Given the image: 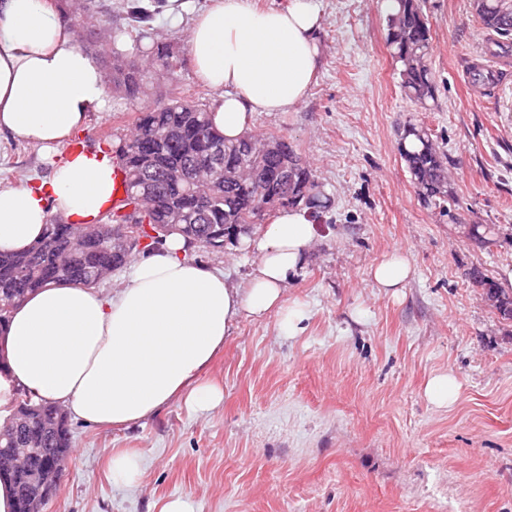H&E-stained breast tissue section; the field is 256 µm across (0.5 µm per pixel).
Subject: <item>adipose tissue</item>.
I'll return each mask as SVG.
<instances>
[{
	"instance_id": "adipose-tissue-1",
	"label": "adipose tissue",
	"mask_w": 512,
	"mask_h": 512,
	"mask_svg": "<svg viewBox=\"0 0 512 512\" xmlns=\"http://www.w3.org/2000/svg\"><path fill=\"white\" fill-rule=\"evenodd\" d=\"M322 25L311 0L257 9L252 0H211L194 18L189 50L196 78L219 90L213 124L234 139L259 112L293 111L309 96L320 63ZM96 60L82 50L49 0H0V133L52 148L105 103ZM113 162L97 150L69 155L37 184L0 185V250L19 252L43 234L50 213L90 224L111 204ZM316 227L309 209L278 210L253 246L245 287L189 261L174 235L139 260L123 288L51 283L16 306L0 331V408L17 389L64 406L95 426L138 425L176 398L205 413L223 391L202 382L234 320L277 310L295 335L304 319L288 305ZM409 252L376 263L375 287L398 293L412 275Z\"/></svg>"
}]
</instances>
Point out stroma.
Segmentation results:
<instances>
[{
    "instance_id": "1",
    "label": "stroma",
    "mask_w": 512,
    "mask_h": 512,
    "mask_svg": "<svg viewBox=\"0 0 512 512\" xmlns=\"http://www.w3.org/2000/svg\"><path fill=\"white\" fill-rule=\"evenodd\" d=\"M94 2L120 50L167 44L180 64L154 74L143 100L108 90L55 152L1 134L0 183L48 177L60 157L102 146V134L123 138L156 98H217L189 52L192 19L210 0H159L136 30L120 0ZM315 2L322 60L308 100L252 126L296 145L330 200L286 291L305 311L301 331L285 335L275 312L240 315L207 373L224 389L209 413L176 400L129 429L71 420L63 486L46 512H161L176 498L191 512H512V320L475 281L512 266V80L490 96L466 76L486 34L473 0L426 2L437 88L427 110L400 88L383 0ZM410 123L448 157L452 214L416 193L399 154ZM261 232L188 257L245 286ZM487 233L495 243L484 249L476 239ZM396 249L410 252L413 273L394 296L369 270ZM440 372L461 385L450 409L424 395ZM116 448L140 452L139 485L108 479Z\"/></svg>"
}]
</instances>
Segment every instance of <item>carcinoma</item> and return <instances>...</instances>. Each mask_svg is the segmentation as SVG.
<instances>
[{"mask_svg":"<svg viewBox=\"0 0 512 512\" xmlns=\"http://www.w3.org/2000/svg\"><path fill=\"white\" fill-rule=\"evenodd\" d=\"M425 0H393L387 18V43L401 87L412 101L427 106L436 99L430 67L431 30ZM482 25L506 40L512 39V8L503 0H475ZM127 14L136 26L149 22L148 5L128 3ZM100 45L112 47V85L132 100L139 98L143 74L120 60L113 47L117 36L101 28ZM220 148L215 167L188 186L171 183L166 174L191 169ZM125 172V205L118 214L110 208L93 224L47 222L42 239L25 252L0 253V325L24 296L49 282L94 288L135 257L160 249L167 238L179 235L187 249L224 251L225 230L234 224H260L271 212L290 205L313 206L318 182L311 166L287 140L274 135L248 134L235 140L214 126L206 105L194 100H158L141 108L134 131L113 149ZM399 154L409 170L418 196L426 202L441 199L451 210L447 194L448 168L432 134L422 126L404 129ZM260 170L267 179L256 184L250 176ZM288 172V181L281 179ZM269 206H262L263 202ZM476 282L495 299L503 318L512 319V298L500 296L496 284L482 276ZM11 428L0 426V450L29 448L46 474L52 461L71 447L67 413L43 403L23 390L16 393L9 415Z\"/></svg>","mask_w":512,"mask_h":512,"instance_id":"cac0c4a2","label":"carcinoma"}]
</instances>
